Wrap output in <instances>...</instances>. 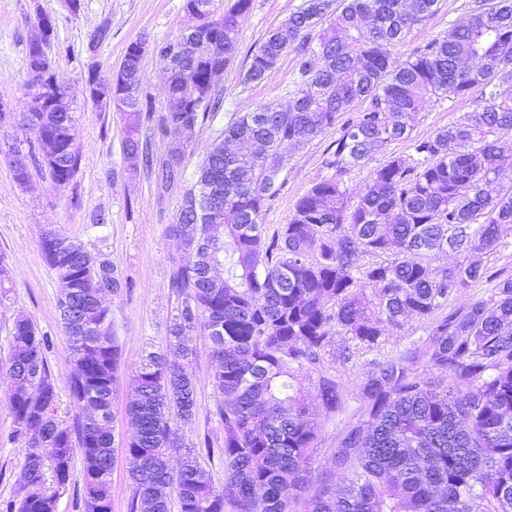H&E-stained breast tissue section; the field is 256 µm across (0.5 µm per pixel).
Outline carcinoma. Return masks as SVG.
<instances>
[{
	"mask_svg": "<svg viewBox=\"0 0 512 512\" xmlns=\"http://www.w3.org/2000/svg\"><path fill=\"white\" fill-rule=\"evenodd\" d=\"M439 0H303L269 29L250 52L245 81L259 83L281 57H300L287 107L258 105L227 124L203 154L195 181L185 186L181 160L223 105L210 84L216 68L238 53L241 20L253 0H185L207 42L191 58H168L170 41L153 43L167 73V106L156 111L140 91L144 56L130 43L115 71L89 66L94 104L121 114L126 170H146L166 189L182 190L168 235L186 261L169 286L176 314L166 349L142 358L131 378L128 415L135 432L125 442L134 485L130 512H293L312 482L310 448L322 419L344 403L337 377L323 369L326 347L342 332L352 345L342 358L381 345L384 327L408 318L429 320L424 351L407 348L372 362L362 394L367 407L339 441L336 466L348 483L319 479L306 512H512V277L490 272L484 255L512 224V190L505 189L501 143L512 136V0H473L468 18L401 60L394 49L437 10ZM41 41L28 47L31 83L55 79L48 54L55 21L36 16ZM481 89L486 105L427 138L412 136L414 120L432 100L462 98ZM368 103L340 128L323 161L329 174L295 202L288 222L265 234V203L298 149L336 125L357 102ZM74 108L56 84L45 99L31 97L21 124L37 141L3 153L12 178L27 186L47 173L70 186L82 161L72 136ZM184 138L154 159L152 141L169 128ZM413 154H391L353 194L346 176L398 142ZM224 225V236L211 233ZM64 253L40 243L60 283L59 318L75 366L70 392L79 409L68 424L56 415L48 366L49 339L28 319L14 322L4 362L12 380L9 403L17 435L27 438L11 497L0 512H57L80 458L83 512H112V396L120 347L105 296L119 275L59 234ZM458 261L440 269L437 253ZM227 268L219 278L213 271ZM493 293L435 316L448 295L479 282ZM207 336L215 366L211 380L223 400L214 411L223 446L208 434L184 441L177 424L197 415L193 336ZM428 369L418 371L419 355ZM316 374L314 400L298 373ZM455 383L448 384V376ZM181 453L172 469V453ZM224 461L215 486L200 459Z\"/></svg>",
	"mask_w": 512,
	"mask_h": 512,
	"instance_id": "cac0c4a2",
	"label": "carcinoma"
}]
</instances>
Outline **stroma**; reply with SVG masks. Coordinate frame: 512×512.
<instances>
[{
	"mask_svg": "<svg viewBox=\"0 0 512 512\" xmlns=\"http://www.w3.org/2000/svg\"><path fill=\"white\" fill-rule=\"evenodd\" d=\"M303 0H253L250 14L238 32L239 52L224 71L219 88L224 105L210 124L205 125L197 145L186 152L182 167L193 177L205 147L216 130L224 128L257 105L287 104L298 76L295 53L284 55L277 66L258 83L244 80L246 55L265 32L277 26ZM471 0H439L436 12L407 34L395 54L407 58L421 50L435 35L444 33L469 14ZM185 0H81L79 12H71L65 0H0V101L11 112L0 123V145L14 142L28 145L34 131L19 126L21 112L30 100L27 71L28 45L38 34L36 16L51 15L56 23L50 55L59 83L67 87L73 100L75 122L72 135L80 146L82 162L74 177V189L57 188L48 176L34 177L27 187L13 180L5 159L0 158V252L8 259L10 277L5 281L7 297L0 302V357L6 356L10 330L15 320L31 319L51 340L47 360L57 387L56 414L72 420L76 409L69 384L73 369L69 345L59 322L57 294L60 284L45 263L40 248L43 231L55 229L81 244L91 253H103L112 261L122 286L109 295L114 330L121 346L116 391L112 399L115 466L112 471V512H129L133 485L129 479L124 441L132 432L127 414L130 380L141 356L148 349L166 346V326L177 305L169 286L172 268L181 254L166 235L180 204L177 190L157 186L146 174L130 175L122 153L121 117L93 104L85 77L89 65L101 72L118 67L127 45L179 37L187 24ZM109 23L111 37L97 51H89L88 38L99 23ZM480 92L463 99H440L418 115L414 137L425 138L461 115L481 109ZM339 133L327 132L304 147L290 152L278 180V190L266 203L267 230L287 223L293 204L313 183L326 175L325 153ZM104 213L106 224H93L96 213ZM427 321L411 319L402 329L388 333L380 352H361L343 361L340 351L344 336L332 337L324 366L336 371L345 390L342 408L323 420L322 430L311 452L314 472L327 473L332 482L342 483L345 473L337 469L334 453L348 426L361 417L365 403L360 387L375 355L398 356L409 347L421 346ZM194 374L198 415L185 426L188 439L209 433L222 439L223 430L213 415L219 399L211 382L214 366L206 337H196ZM11 379L0 369V501L10 497L19 465L27 451L25 438L13 432L9 405Z\"/></svg>",
	"mask_w": 512,
	"mask_h": 512,
	"instance_id": "35a3bbf8",
	"label": "stroma"
}]
</instances>
